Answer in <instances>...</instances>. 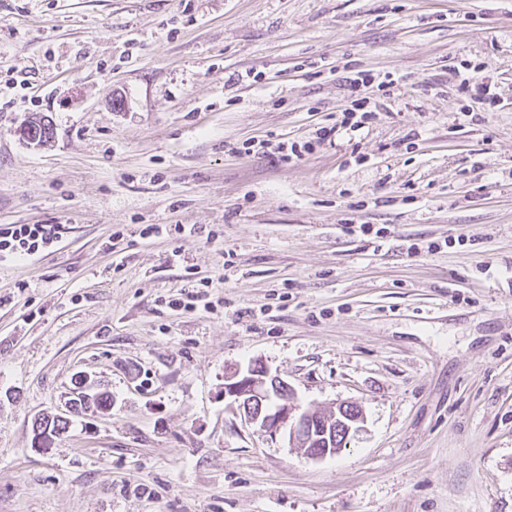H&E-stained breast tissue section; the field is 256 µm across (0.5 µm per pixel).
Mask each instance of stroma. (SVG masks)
I'll return each mask as SVG.
<instances>
[{
	"label": "stroma",
	"instance_id": "1",
	"mask_svg": "<svg viewBox=\"0 0 512 512\" xmlns=\"http://www.w3.org/2000/svg\"><path fill=\"white\" fill-rule=\"evenodd\" d=\"M350 68L388 116L252 153L334 123ZM7 224L63 233L0 260V512H512V0H0ZM203 280L215 309L168 307ZM254 362L361 430L312 461L246 424ZM78 373L111 410L68 413ZM481 69L473 68L474 75L463 77L457 85V95L460 99H477L482 104L495 107L500 104V99L495 91V85L486 80V77H479L476 74ZM260 145L262 154L271 155L278 161L286 164L303 159L305 154L310 153L313 149L311 141H306L302 144L291 143L288 149L284 142L273 143L271 140H267Z\"/></svg>",
	"mask_w": 512,
	"mask_h": 512
}]
</instances>
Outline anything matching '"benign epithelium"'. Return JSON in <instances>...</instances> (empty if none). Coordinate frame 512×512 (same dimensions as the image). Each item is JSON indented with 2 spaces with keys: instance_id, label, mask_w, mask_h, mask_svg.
<instances>
[{
  "instance_id": "1",
  "label": "benign epithelium",
  "mask_w": 512,
  "mask_h": 512,
  "mask_svg": "<svg viewBox=\"0 0 512 512\" xmlns=\"http://www.w3.org/2000/svg\"><path fill=\"white\" fill-rule=\"evenodd\" d=\"M278 389V404L271 410L262 409L263 402L271 398V388ZM224 398L241 413L245 421L274 435L284 434L289 442L298 445L304 456L317 461L336 453L331 444L336 442L332 421L318 425V431L307 429L319 413L301 408L294 401L293 390L287 381L257 365L236 370L224 379ZM336 417L345 435L358 429L363 420L354 405L342 402L336 405Z\"/></svg>"
}]
</instances>
